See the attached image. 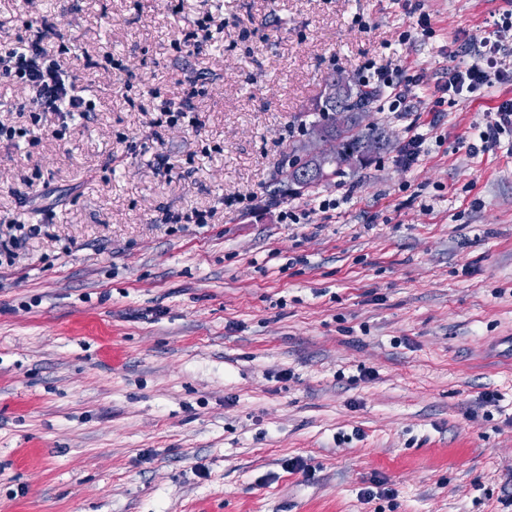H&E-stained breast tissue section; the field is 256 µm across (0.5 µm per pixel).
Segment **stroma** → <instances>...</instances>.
I'll list each match as a JSON object with an SVG mask.
<instances>
[{
  "instance_id": "obj_1",
  "label": "stroma",
  "mask_w": 512,
  "mask_h": 512,
  "mask_svg": "<svg viewBox=\"0 0 512 512\" xmlns=\"http://www.w3.org/2000/svg\"><path fill=\"white\" fill-rule=\"evenodd\" d=\"M510 8L36 0L97 110L60 138L0 81V121L37 138L0 142V225L21 227L0 264V512H512V136L468 151L512 81L429 91ZM206 10L202 52H176ZM422 12L434 36L400 43ZM104 50L132 78L86 69ZM368 59L422 74L411 112L372 108L369 161L267 206L326 77ZM192 81L198 126H157ZM417 127L412 126L409 129V135L401 155V162L409 167L418 160V158L425 152L426 137L425 134L417 131Z\"/></svg>"
}]
</instances>
